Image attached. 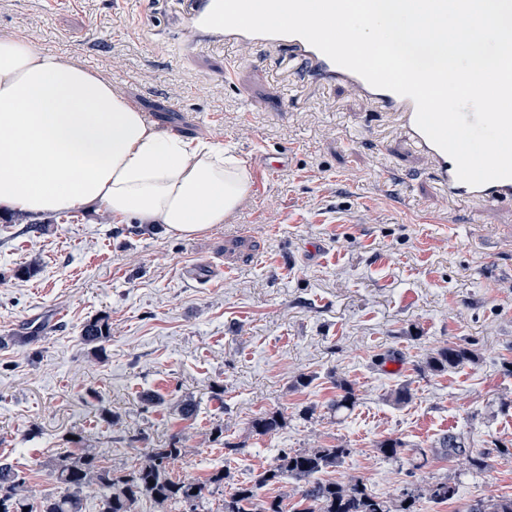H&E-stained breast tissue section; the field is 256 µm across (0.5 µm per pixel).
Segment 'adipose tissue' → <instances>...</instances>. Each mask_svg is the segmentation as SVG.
<instances>
[{
  "label": "adipose tissue",
  "instance_id": "ef3b65f1",
  "mask_svg": "<svg viewBox=\"0 0 512 512\" xmlns=\"http://www.w3.org/2000/svg\"><path fill=\"white\" fill-rule=\"evenodd\" d=\"M250 186L248 167L222 144L160 133L80 61L0 37V211L102 206L192 237L223 223Z\"/></svg>",
  "mask_w": 512,
  "mask_h": 512
}]
</instances>
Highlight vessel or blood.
<instances>
[{
  "instance_id": "vessel-or-blood-1",
  "label": "vessel or blood",
  "mask_w": 512,
  "mask_h": 512,
  "mask_svg": "<svg viewBox=\"0 0 512 512\" xmlns=\"http://www.w3.org/2000/svg\"><path fill=\"white\" fill-rule=\"evenodd\" d=\"M177 3L180 20L188 25L196 41L221 38L241 49L260 47L269 50L286 64L289 73L303 86L310 89L349 88L380 110L392 113L402 144L427 159L430 177L447 193L449 199L487 206L512 204V179L491 181L480 186H471L458 179L453 159L418 128L412 99L371 86L358 74L337 65L302 37L251 34L203 26L202 20L211 11L214 0H177Z\"/></svg>"
}]
</instances>
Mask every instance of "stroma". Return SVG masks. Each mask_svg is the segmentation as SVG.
Instances as JSON below:
<instances>
[{
	"instance_id": "1",
	"label": "stroma",
	"mask_w": 512,
	"mask_h": 512,
	"mask_svg": "<svg viewBox=\"0 0 512 512\" xmlns=\"http://www.w3.org/2000/svg\"><path fill=\"white\" fill-rule=\"evenodd\" d=\"M5 35L79 59L161 131L224 144L252 173L242 206L193 238L104 209L44 217L41 231L0 213V458L32 497L59 493L49 466L78 434L115 470L177 442L174 479L222 469L241 482L280 450L341 444L352 453L325 479L358 477L387 499L457 484L422 512L512 497V409L498 408L512 400L511 207L448 202L365 99L291 86L266 51L192 47L155 0H0ZM282 151L287 165L265 173ZM34 260L38 273L18 277ZM102 316L112 337L96 355L80 330ZM452 342L475 362L421 370ZM342 382L355 405L338 419ZM404 385L411 399L394 405ZM181 400L194 419L175 415ZM272 411L283 427L254 434ZM450 432L486 453L484 471L440 453ZM386 438L405 443L402 461L378 456ZM283 423L284 417L278 411L265 412L252 419L251 429L256 435L264 436L281 428Z\"/></svg>"
}]
</instances>
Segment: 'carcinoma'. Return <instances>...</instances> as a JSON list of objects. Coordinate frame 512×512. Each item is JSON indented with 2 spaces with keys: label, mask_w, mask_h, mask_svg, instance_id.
<instances>
[{
  "label": "carcinoma",
  "mask_w": 512,
  "mask_h": 512,
  "mask_svg": "<svg viewBox=\"0 0 512 512\" xmlns=\"http://www.w3.org/2000/svg\"><path fill=\"white\" fill-rule=\"evenodd\" d=\"M110 336L111 327L105 317L88 321L81 329L82 340L98 352ZM473 360L474 354L468 348L446 344L426 359L424 369L447 372ZM339 387L341 393L331 404V411L338 415L355 405L353 389L345 382ZM283 423L281 413L265 412L252 419L251 429L264 436L281 428ZM403 448L405 443L399 439L389 438L378 444L379 454L388 460L400 459ZM439 448L443 455L470 471L486 468V455L473 451L457 433L444 435ZM350 454L351 449L343 445L283 450L250 481L237 483L224 493L222 512H286L283 498L262 499L260 492L288 479L295 482L297 495L293 512H419L417 506L422 503H447L457 497L456 484L446 478L426 485H407L395 499L377 496L359 478L346 483L320 478V474L341 465ZM181 455L182 449L172 443L167 448L151 449L128 471H115L101 464L96 449L79 448L57 458L52 465L51 473L64 492L44 497L37 503L29 499L21 472L8 460H0V512H84V494L90 488L98 494L99 512H135L144 496L160 509L179 504L192 507L203 498L206 487L220 488L229 479V474L217 469L204 483L174 480L168 474L167 465ZM465 512H512V497L475 499Z\"/></svg>",
  "instance_id": "carcinoma-1"
}]
</instances>
